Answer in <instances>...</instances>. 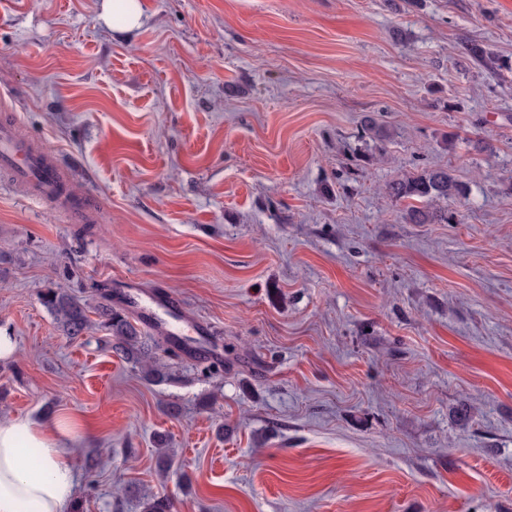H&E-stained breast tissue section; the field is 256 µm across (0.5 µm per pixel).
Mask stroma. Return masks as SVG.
Returning a JSON list of instances; mask_svg holds the SVG:
<instances>
[{"instance_id":"1","label":"stroma","mask_w":512,"mask_h":512,"mask_svg":"<svg viewBox=\"0 0 512 512\" xmlns=\"http://www.w3.org/2000/svg\"><path fill=\"white\" fill-rule=\"evenodd\" d=\"M105 4L0 0V122L80 204L0 167V419L88 431L68 512H512V0ZM436 167L464 195L407 223ZM56 287L219 361L187 330L150 381ZM112 2V20L121 30H131L140 20L141 9L138 0H106ZM386 192L395 199L420 198L444 199L463 195L461 184L448 169L433 168L424 170L416 176H408L389 182ZM42 301L66 336L76 339L89 328L88 307L66 290L47 289Z\"/></svg>"}]
</instances>
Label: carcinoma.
<instances>
[{"instance_id":"1","label":"carcinoma","mask_w":512,"mask_h":512,"mask_svg":"<svg viewBox=\"0 0 512 512\" xmlns=\"http://www.w3.org/2000/svg\"><path fill=\"white\" fill-rule=\"evenodd\" d=\"M386 192L395 199L416 197L448 200L462 195L463 188L450 171L433 168L388 183ZM406 220L410 224H435L448 220V217L424 207H412L407 210ZM42 301L65 335L76 339L89 328L88 307L66 290L49 289L43 294ZM97 314L100 325L113 337V348L117 353L139 364L145 376L161 381L167 378L168 367L157 356V346L148 344L129 316L107 304L99 306Z\"/></svg>"}]
</instances>
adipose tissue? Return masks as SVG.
Here are the masks:
<instances>
[{
	"mask_svg": "<svg viewBox=\"0 0 512 512\" xmlns=\"http://www.w3.org/2000/svg\"><path fill=\"white\" fill-rule=\"evenodd\" d=\"M75 425L0 421V512H66L73 495Z\"/></svg>",
	"mask_w": 512,
	"mask_h": 512,
	"instance_id": "obj_1",
	"label": "adipose tissue"
}]
</instances>
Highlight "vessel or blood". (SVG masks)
I'll return each mask as SVG.
<instances>
[{
  "label": "vessel or blood",
  "mask_w": 512,
  "mask_h": 512,
  "mask_svg": "<svg viewBox=\"0 0 512 512\" xmlns=\"http://www.w3.org/2000/svg\"><path fill=\"white\" fill-rule=\"evenodd\" d=\"M10 168L17 178L33 182L40 197L52 200L59 208L71 210L68 186L54 159L44 152L25 148L17 139L12 124L0 125V166Z\"/></svg>",
  "instance_id": "b4317fda"
}]
</instances>
